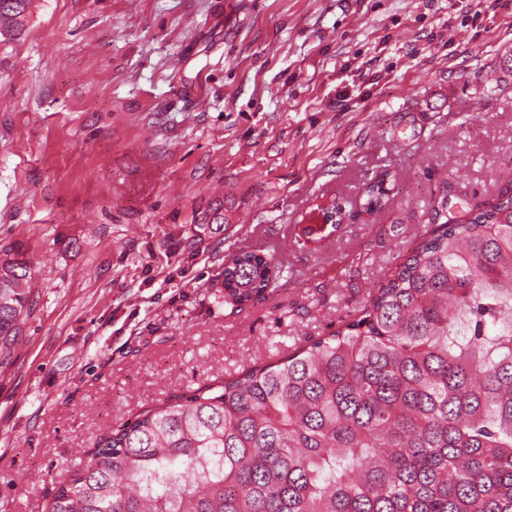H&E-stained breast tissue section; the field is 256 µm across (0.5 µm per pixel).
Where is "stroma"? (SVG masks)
<instances>
[{
  "label": "stroma",
  "instance_id": "35a3bbf8",
  "mask_svg": "<svg viewBox=\"0 0 512 512\" xmlns=\"http://www.w3.org/2000/svg\"><path fill=\"white\" fill-rule=\"evenodd\" d=\"M510 50L512 0H33L0 33V264L33 298L0 366V512H47L113 429L336 331L435 201L496 197ZM327 204L338 229L297 239ZM241 251L280 274L238 306ZM390 183L395 181L394 175L384 173L378 180L365 188L364 203L362 208L367 213H375L381 211L391 201V190L393 188L386 187V181ZM389 183V184H390Z\"/></svg>",
  "mask_w": 512,
  "mask_h": 512
}]
</instances>
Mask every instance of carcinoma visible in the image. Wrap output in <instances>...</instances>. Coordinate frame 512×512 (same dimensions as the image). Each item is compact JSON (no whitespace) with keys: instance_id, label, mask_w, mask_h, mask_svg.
I'll return each mask as SVG.
<instances>
[{"instance_id":"cac0c4a2","label":"carcinoma","mask_w":512,"mask_h":512,"mask_svg":"<svg viewBox=\"0 0 512 512\" xmlns=\"http://www.w3.org/2000/svg\"><path fill=\"white\" fill-rule=\"evenodd\" d=\"M30 0H0V28ZM395 181L365 188L381 211ZM438 228L335 332L102 437L48 512H512V192ZM273 257L236 254L224 293L264 294ZM0 267V365L32 298Z\"/></svg>"}]
</instances>
